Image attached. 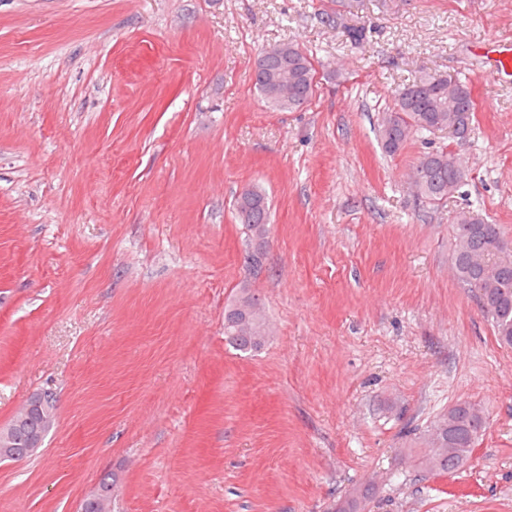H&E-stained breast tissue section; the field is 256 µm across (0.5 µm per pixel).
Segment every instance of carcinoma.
<instances>
[{
	"mask_svg": "<svg viewBox=\"0 0 512 512\" xmlns=\"http://www.w3.org/2000/svg\"><path fill=\"white\" fill-rule=\"evenodd\" d=\"M274 53L265 60L268 72L286 71L296 78L294 95L282 99L264 91L261 76H255L260 94L274 108L294 110L303 107L313 97L317 86L316 70L307 54L297 45L283 43L272 46ZM475 104L471 90L461 81L442 75L417 77L399 88L393 104L379 125L382 148L389 154L399 152L413 136L423 132L453 129L452 136L465 140L474 121ZM456 155L444 148L425 153L413 169V181L419 195L431 203H439L459 193L466 173L455 170ZM238 223L244 231L269 224L268 197L245 203L235 201ZM453 224L454 247L451 261L458 281L472 296H483L490 305L483 315L491 323L496 340L512 348V247L507 246L496 225L471 209L455 212ZM494 261L499 269L496 280L484 278L481 260ZM269 329L262 315L258 295L249 288L224 310V339L242 352H257L263 348ZM454 418L457 447L473 448L485 428L467 405L450 409ZM448 413V414H450ZM448 414L432 421L426 429L410 431L409 447L418 448L416 460L427 474H450L464 467L468 455L456 454L448 459Z\"/></svg>",
	"mask_w": 512,
	"mask_h": 512,
	"instance_id": "1",
	"label": "carcinoma"
}]
</instances>
